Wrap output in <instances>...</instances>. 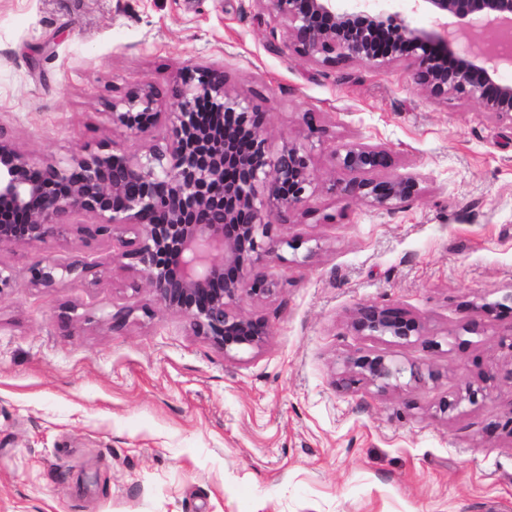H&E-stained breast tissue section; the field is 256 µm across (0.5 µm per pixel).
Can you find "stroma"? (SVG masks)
<instances>
[{"label":"stroma","mask_w":512,"mask_h":512,"mask_svg":"<svg viewBox=\"0 0 512 512\" xmlns=\"http://www.w3.org/2000/svg\"><path fill=\"white\" fill-rule=\"evenodd\" d=\"M255 0H0V128L32 160L134 153L112 104L152 86L163 111L187 68L267 116L272 147L305 144L304 113L329 139L389 148V175L422 192L392 210L321 192L277 226L302 242L243 299L271 335L225 356L188 322L129 288L112 245L73 232L0 250V512H512V386L449 419L435 403L512 364V126L472 100L430 98L404 67H323L269 44ZM332 223H324V216ZM94 257L85 281L45 292L30 266ZM403 308L438 348L355 336L364 303ZM479 320L478 332L468 329ZM371 352L442 377L348 392L344 359Z\"/></svg>","instance_id":"stroma-1"}]
</instances>
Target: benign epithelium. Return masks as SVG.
<instances>
[{"mask_svg": "<svg viewBox=\"0 0 512 512\" xmlns=\"http://www.w3.org/2000/svg\"><path fill=\"white\" fill-rule=\"evenodd\" d=\"M260 19L270 17L271 45L282 41L303 57L325 67L347 60L370 69L393 63L437 100L476 101L499 122L512 125V83L500 69L512 67V0H410L413 12L434 19L437 33L411 27L401 14L379 9L380 0H355L340 9L337 0H255ZM455 21L461 48L443 19ZM177 111H159V94L137 86L112 104V126L145 141L144 150L76 155L69 165L34 164L0 128V210L20 216L0 223V249L41 243L51 245L68 227L87 226L118 242L112 260H127L130 288L146 291L162 310L185 318L200 336L229 356L260 349L270 336L268 322L241 310L246 298L272 299L281 283L266 274L273 258L299 242L280 237L274 226L285 214L306 208L323 187L377 209H394L417 198L415 175L379 179L392 166L382 145L340 144L332 150L334 168L354 174L321 182L311 154L286 142L269 147L265 115L251 101L224 89V71L196 68L185 86L172 91ZM168 126L158 139L160 123ZM98 262L37 263L29 268L34 288L51 290L85 280ZM357 336L388 337L401 343L439 342L423 322L401 308L366 303L349 322ZM336 385L354 391L373 386L383 394L395 387L403 368L379 354L345 359ZM418 385L439 380V373L410 367ZM498 382L512 384V367L495 368L440 398L435 415L448 419L464 404L486 399Z\"/></svg>", "mask_w": 512, "mask_h": 512, "instance_id": "benign-epithelium-1", "label": "benign epithelium"}]
</instances>
